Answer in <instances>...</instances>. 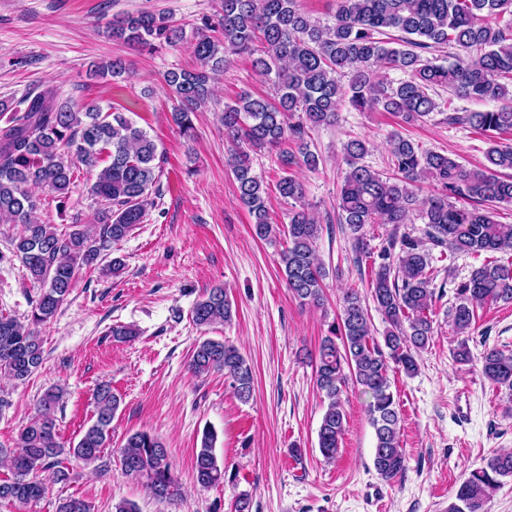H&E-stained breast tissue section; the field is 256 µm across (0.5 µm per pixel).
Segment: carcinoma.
Wrapping results in <instances>:
<instances>
[{"mask_svg":"<svg viewBox=\"0 0 512 512\" xmlns=\"http://www.w3.org/2000/svg\"><path fill=\"white\" fill-rule=\"evenodd\" d=\"M509 17L505 23L500 19ZM109 33L130 46L156 49L184 38L183 27L149 11L113 20ZM456 50L447 66L425 53ZM196 64L171 69L165 82L178 101L172 112L180 131L192 136V116L213 97L212 83L232 63L247 56L253 69L273 85L274 95L239 93L224 104L219 118L224 135L235 146L231 171L239 202L253 218L261 240L277 238L270 223L267 186L254 173L251 153H276L283 171L280 195L298 207L291 212L288 245L280 254L281 269L293 297L303 305L324 302L327 272L319 262L316 243L322 227L305 209L304 188L294 169H315L320 156L311 149L312 130L336 123L346 101L358 112H388L407 125L422 122L441 105L432 97L446 88L459 98L498 101L500 105L462 117L450 115L481 132L491 143L487 164L468 168L447 154L426 151L395 134L388 142L390 172L378 171L363 159L366 142L353 138L344 145L347 169L338 197L339 223L352 234L356 254L366 252L368 224L407 223L420 207L426 219L424 235L432 245L453 253H512V224L498 220V208L512 206V0H336L329 23L311 18L299 0H221L216 19L197 29L193 43ZM126 70L121 58L90 65L91 79L118 77ZM408 75L389 79L391 71ZM157 145L122 112H105L95 103L59 102L51 89H32L19 100L0 99V221L22 225L10 252H0V264L19 260L40 292L26 321L0 313V376L23 382L44 360L38 327L51 320L75 288L77 274L103 259L114 242L142 223L156 183ZM96 171L92 196L107 202L96 223L79 224L66 232L40 224L37 191L67 197L73 167ZM430 179L433 191L418 197L420 183ZM371 296L386 328L383 340L374 336L368 307L360 292L348 289L340 313L323 337L317 355L315 385L327 400L318 429V448L332 462L340 450L346 412V382L361 388L375 433L373 467L385 480L402 475L408 463L401 447V419L390 390V367L408 375L417 372L416 354L434 334L429 314L433 297L429 251L424 241L407 234L392 237L379 254ZM512 304V264L489 262L458 285L451 320L462 336L456 349L460 363L471 360L466 336L472 332L475 309L488 304ZM233 303L222 286L196 301L192 319L198 326L231 321ZM483 376L512 390V353L486 349L480 357ZM196 375L223 372L236 397L253 396L254 375L247 358L233 344L206 338L189 362ZM64 390L51 387L35 414L21 430L18 447L9 458L12 477L0 479V499L28 504L42 499L50 472L54 482L69 473L56 468L68 452L95 460L111 440L112 418L120 400L110 384L93 393L95 415L77 443L65 449L57 433V411ZM218 434L206 427L195 460V477L203 488L224 483L228 465L216 454ZM123 472L160 500L180 494L179 483L162 442L146 430L130 434L120 451ZM512 480V452H494L470 470L453 492L448 512H490L494 491ZM56 512H93L90 502L68 497Z\"/></svg>","mask_w":512,"mask_h":512,"instance_id":"obj_1","label":"carcinoma"}]
</instances>
